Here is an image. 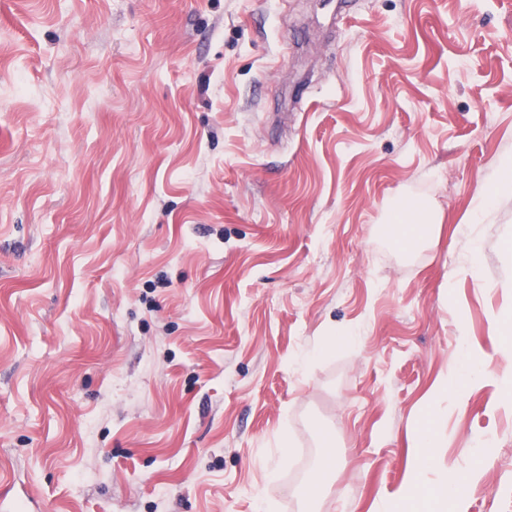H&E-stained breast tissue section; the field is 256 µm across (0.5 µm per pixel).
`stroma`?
Masks as SVG:
<instances>
[{"label":"stroma","mask_w":512,"mask_h":512,"mask_svg":"<svg viewBox=\"0 0 512 512\" xmlns=\"http://www.w3.org/2000/svg\"><path fill=\"white\" fill-rule=\"evenodd\" d=\"M505 155L512 0H0V512H512ZM413 442L415 448L413 472L422 474L435 464L437 436L431 429L418 430Z\"/></svg>","instance_id":"1"}]
</instances>
